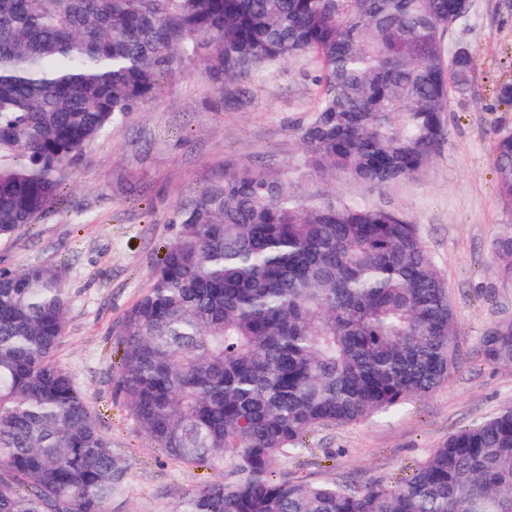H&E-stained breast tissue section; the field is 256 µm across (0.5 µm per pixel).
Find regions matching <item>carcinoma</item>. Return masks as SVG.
<instances>
[{
  "instance_id": "obj_1",
  "label": "carcinoma",
  "mask_w": 512,
  "mask_h": 512,
  "mask_svg": "<svg viewBox=\"0 0 512 512\" xmlns=\"http://www.w3.org/2000/svg\"><path fill=\"white\" fill-rule=\"evenodd\" d=\"M467 0H0V239L57 201L73 165L193 68L218 90L307 56L317 105L299 163L228 173L176 206L125 316L119 391L168 459L215 479L172 512H512V406L448 436L394 484L277 476L321 425L358 424L458 368L448 286L403 214L336 196L423 169L472 60L443 38ZM512 200V132L492 143ZM512 283V224L491 243ZM62 271L0 268V512H112L127 462L57 361ZM512 368V318L479 340Z\"/></svg>"
}]
</instances>
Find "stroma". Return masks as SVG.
I'll list each match as a JSON object with an SVG mask.
<instances>
[{
  "instance_id": "stroma-1",
  "label": "stroma",
  "mask_w": 512,
  "mask_h": 512,
  "mask_svg": "<svg viewBox=\"0 0 512 512\" xmlns=\"http://www.w3.org/2000/svg\"><path fill=\"white\" fill-rule=\"evenodd\" d=\"M443 45L449 56L469 50L473 83L451 96L430 163L382 190L340 182L336 192L416 225L448 282L465 358L447 384L395 412L314 428L305 449L280 467L292 479L393 483L450 433L512 405V369L475 353L489 326L512 317V283L490 271L491 242L500 225L512 224L491 160L496 132L512 130V102L497 96L499 85L512 81V0H471ZM313 76V64L300 58L220 92L194 70L163 82L146 110L83 153L52 213L0 239V266L49 260L64 271L67 327L58 359L128 464L127 491L112 512H171L210 479L163 457L130 418L116 389L117 334L152 284L176 205L226 173H276L301 158L295 132L312 116Z\"/></svg>"
}]
</instances>
